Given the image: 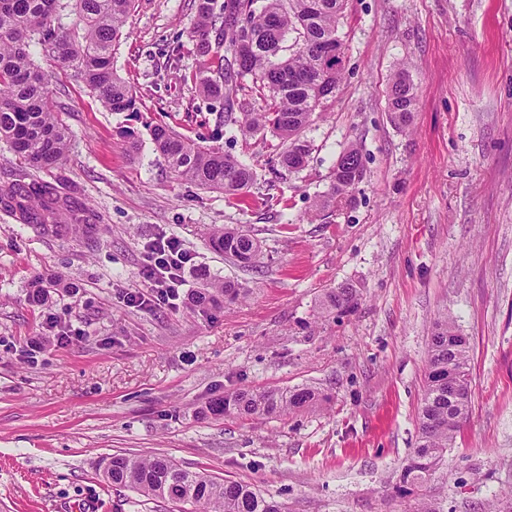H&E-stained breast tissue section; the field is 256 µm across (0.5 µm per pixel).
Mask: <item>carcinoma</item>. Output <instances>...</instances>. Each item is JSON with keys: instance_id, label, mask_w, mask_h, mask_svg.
I'll return each mask as SVG.
<instances>
[{"instance_id": "obj_1", "label": "carcinoma", "mask_w": 512, "mask_h": 512, "mask_svg": "<svg viewBox=\"0 0 512 512\" xmlns=\"http://www.w3.org/2000/svg\"><path fill=\"white\" fill-rule=\"evenodd\" d=\"M76 20L64 21V0H0V140L8 143L34 170L63 164L71 132L62 123L49 95L51 74L31 59V44L40 45L46 59L82 82L111 112H135L131 86L114 70L112 55L123 36L135 0H72ZM197 21L191 38L203 70L195 76L199 91L219 101L218 124H236L244 137L270 131L282 140L277 165L298 170L309 149L300 138L317 110L316 99L336 91L343 67L325 64L322 53L336 45L338 23L348 0H195ZM269 103L260 112L242 110L233 117L237 94L245 78ZM388 108L394 124L408 127L417 94L405 70L388 88ZM157 151L174 175L205 189L238 198L256 181V171L216 147H206L163 124L151 127ZM363 173L362 155L355 146L336 160L328 201L345 197ZM0 208L24 224L45 233L69 230L88 238L98 231L97 215L78 198L61 194L52 184L25 173L0 190ZM213 248L239 263L259 252V239L250 231L228 225L210 231ZM235 302L245 297L235 283L214 280L192 294L199 307L218 296ZM356 292L340 288L330 293L328 308L354 306ZM471 343L448 314L434 321L426 386L419 410V435L413 455L393 486L400 496L418 493L452 447L468 411L471 391ZM462 374L465 386L458 405L448 407V373ZM318 393L310 387L242 390L224 396L212 407L220 414L276 416L314 406ZM104 479L129 487L149 499L191 503L197 512H283V507L237 481L218 482L184 469L165 456L149 458L116 454L103 467Z\"/></svg>"}]
</instances>
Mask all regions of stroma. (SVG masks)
<instances>
[{
    "instance_id": "obj_1",
    "label": "stroma",
    "mask_w": 512,
    "mask_h": 512,
    "mask_svg": "<svg viewBox=\"0 0 512 512\" xmlns=\"http://www.w3.org/2000/svg\"><path fill=\"white\" fill-rule=\"evenodd\" d=\"M193 0H136L113 66L137 114L106 110L56 72L49 90L72 133L43 171L99 217L94 238L42 234L0 210V512H193L115 488L100 461L163 455L250 484L285 512H413L392 486L415 448L432 326L447 313L473 344L469 412L424 493L436 512H512V0H349L338 24L343 78L302 138L304 167L272 170L281 141L218 126L193 77ZM406 68L410 128L387 89ZM166 124L253 166L243 200L177 179L150 128ZM139 140L129 155L128 133ZM363 175L315 212L339 153ZM253 231V263L210 247L213 226ZM178 238L191 257L171 304L148 293V247ZM246 288L203 311L201 273ZM75 291L42 306L40 275ZM352 288L347 312L327 292ZM72 342L29 357L34 336ZM311 386L314 408L276 417L202 415L242 389Z\"/></svg>"
}]
</instances>
